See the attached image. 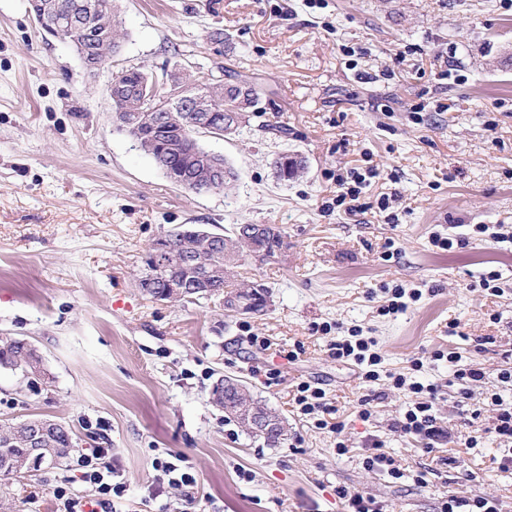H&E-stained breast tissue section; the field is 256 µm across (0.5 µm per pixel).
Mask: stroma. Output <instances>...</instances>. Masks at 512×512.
<instances>
[{"mask_svg":"<svg viewBox=\"0 0 512 512\" xmlns=\"http://www.w3.org/2000/svg\"><path fill=\"white\" fill-rule=\"evenodd\" d=\"M115 5L121 48L92 75L72 45L44 35L28 0H0V336L34 343L46 369L35 387L0 370V421L48 416L73 431L79 449L111 448L128 488L121 512H182L180 490L148 492L152 460L167 450L198 475L197 512H344L340 486L389 512H439L448 495L493 498L512 512V469L493 461L500 441L490 416L477 423V447H465L470 429L452 406L448 365L429 359L437 349L461 353L485 368L494 390L512 351V250L429 243L436 232L512 225V0ZM218 30L228 40H214ZM131 67L157 76L229 69L261 89L258 112L238 132L199 138L236 169L229 190H184L119 128L107 85ZM271 124L284 134L268 132ZM285 153L304 165L286 181L273 166ZM370 167L377 175L361 211L326 209L338 177ZM181 224L281 231L272 260H240L241 278L263 290V310L233 311L220 295L159 301L139 287L150 246ZM493 269L503 278L498 297L479 286ZM393 282L424 295L404 314L379 315V287ZM453 320L461 336L447 334ZM323 323L369 328L388 370L424 358L418 377L438 385L452 442L429 451L392 431L410 400L404 390L376 385L374 415L360 419L358 401L372 389L354 363L330 358L311 331ZM254 335L267 348L252 345ZM297 344L303 354L288 361ZM223 375L275 409L287 439L269 446L216 409L211 389ZM303 381L337 407L347 454L294 412ZM373 435L403 478L365 468ZM448 453L465 469L440 465ZM420 471L427 486L413 483ZM64 479L91 496L66 464L0 476V500L12 512H56L53 490Z\"/></svg>","mask_w":512,"mask_h":512,"instance_id":"obj_1","label":"stroma"}]
</instances>
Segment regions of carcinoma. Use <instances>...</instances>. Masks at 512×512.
Masks as SVG:
<instances>
[{
  "label": "carcinoma",
  "mask_w": 512,
  "mask_h": 512,
  "mask_svg": "<svg viewBox=\"0 0 512 512\" xmlns=\"http://www.w3.org/2000/svg\"><path fill=\"white\" fill-rule=\"evenodd\" d=\"M84 0H55L58 15L61 17L79 18L82 9L78 4ZM119 44L109 37H98L95 42L88 45V49L98 56L107 59L114 56ZM121 84L125 90L134 95L143 79V70L139 68L123 69L118 72ZM239 77L230 73L225 74L224 99L211 113L210 123L218 130H224V134L230 135L236 132L240 125L246 121L247 113L257 111L261 91L253 83H247L248 105L246 110L238 103L239 90L235 82ZM191 113L162 112L160 123L155 127L129 128L127 133L142 142L149 148V156L155 164L164 172L170 170L185 182L184 189L197 194L201 190V184L196 181L197 160L199 142L196 136L188 129V117ZM301 167V163L286 155L276 161L278 175L288 179L295 175ZM247 225L237 224L224 236L219 249H207L204 247L198 233L201 229L182 225L164 235L163 241L168 243L178 255L166 270L165 278L155 281V288L151 295L159 300L165 299V279L181 280L189 285L196 282L206 272H211L208 284L213 294L224 295V304L232 306L246 297L240 290V285L232 281L231 268L239 257L236 241V232ZM254 244L265 251L268 257L275 256L276 251L282 247L281 232L273 226L262 229V234L253 238ZM42 360L33 350L29 349L25 342L9 336L0 337V369L10 370L27 378L34 384L44 372L40 368ZM53 444L48 466L51 468L66 463L76 447L77 441L72 432L58 430L52 434ZM9 459L12 464L7 469L0 467L1 476L25 477L34 472L37 467L29 464L26 449L17 442H11L0 436V460Z\"/></svg>",
  "instance_id": "carcinoma-1"
}]
</instances>
